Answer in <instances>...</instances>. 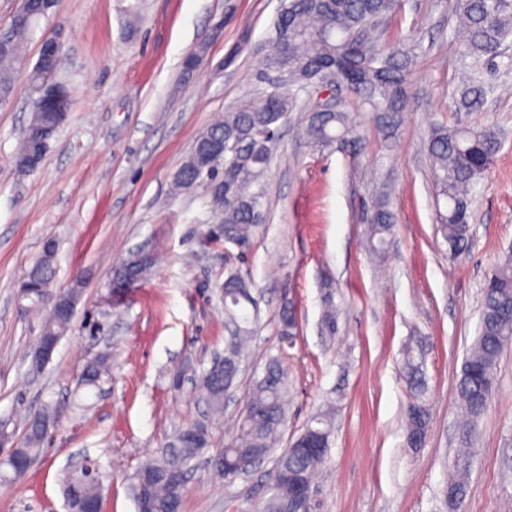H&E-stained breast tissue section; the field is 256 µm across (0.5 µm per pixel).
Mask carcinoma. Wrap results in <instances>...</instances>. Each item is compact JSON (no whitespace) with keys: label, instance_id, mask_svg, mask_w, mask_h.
<instances>
[{"label":"carcinoma","instance_id":"1","mask_svg":"<svg viewBox=\"0 0 512 512\" xmlns=\"http://www.w3.org/2000/svg\"><path fill=\"white\" fill-rule=\"evenodd\" d=\"M58 0H28L12 16L10 38L0 48V102L10 99L15 89V67L21 63L24 46L34 34L41 19L53 14ZM398 0H282L273 34L265 49V66L281 72L284 82L249 98L224 112L198 136L224 139V154L215 165L224 169V195H210L211 205L219 214L224 230L237 243L238 253L224 258V315L236 326L237 334L226 351L242 357L245 343L252 337L259 321V308L250 292V282L241 265L248 255L255 228L265 222L266 198L262 182L271 162V148L280 127L298 105L299 95L309 93L326 72L350 94L349 101L334 112L305 109L304 134L316 148L343 144L354 154L362 150L363 138L351 117L354 109L377 112L384 119L404 111L408 103L413 51L417 44L404 37L395 44L384 39V22L397 11ZM456 11L465 30L459 42L461 57L467 60L462 83L465 92L461 105L478 109L487 94L494 91L491 65L512 38V0H456ZM70 103L57 110L43 109L33 116L13 156L15 170L27 175L32 169L22 163L30 155L46 156L53 136L43 135L50 127L59 130L67 118ZM500 145L496 130L486 126L432 127L425 149L438 171L439 195L447 202V210L439 213V232L453 253L464 251L470 239V195L473 187L487 171ZM206 184L201 176L197 148L179 169L173 190L186 192ZM366 245L372 256L380 258L387 238L392 234L394 215L389 208L386 188L375 190L366 210ZM55 244L46 242L41 263H35L26 274L29 287L27 307L44 310L41 332L33 352L53 338L61 339L72 323L63 320L48 306L50 301L76 300L80 288L55 292ZM154 266L149 256L139 266L130 268L121 262L113 271L110 289L134 288ZM323 288L324 331L333 336L337 331L336 305L332 283ZM512 304V259L497 265L487 279L480 311V328L470 348L458 380L459 405L467 417L460 427L461 441L471 440L475 423L485 414L496 391L495 369L505 345L512 341V314L502 307ZM252 314L244 313L246 306ZM281 335L296 336L298 318L295 306L284 301L276 312ZM111 358L103 353L88 361L81 372L80 386L98 389L110 376ZM201 386L214 414L224 410V368L213 363L204 371ZM288 369L281 358L272 357L262 376L254 380L246 394L244 408L234 434L211 458L216 477L233 483L252 471L251 461L259 454H271L287 423ZM333 408L312 417L290 447L279 455L270 473L271 495L261 512H287L294 487L282 475L293 473L314 480L325 463L333 433ZM55 409L46 405L29 418L22 439L14 446L13 456L0 461V482L14 478V457L31 462L43 452L49 433L56 423ZM431 415L418 401L406 411V437L409 447H420L428 434ZM196 427L190 423L180 427L174 437V450L146 459L136 472L131 486L136 512H171L181 505L185 482L172 479L178 469H187L200 454L199 448H181L182 433ZM469 458L462 455L453 462V474L444 488L448 508H455L467 493ZM69 508L101 499L102 484L94 466L69 472L64 477Z\"/></svg>","mask_w":512,"mask_h":512}]
</instances>
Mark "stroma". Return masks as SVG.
Wrapping results in <instances>:
<instances>
[{"mask_svg":"<svg viewBox=\"0 0 512 512\" xmlns=\"http://www.w3.org/2000/svg\"><path fill=\"white\" fill-rule=\"evenodd\" d=\"M281 0H60L29 42L21 72L43 40L61 37L59 73L72 91L66 121L32 174L12 158L30 120L17 86L0 104V433L23 434L20 418L53 403L57 425L23 481L0 483V512H67L61 479L97 463L102 512H136L130 483L175 429L211 428L223 448L266 360L288 367L287 448L310 418L335 401L332 445L319 470L311 512H452L443 486L459 448L456 384L478 331L484 283L512 253V47L495 61L498 91L477 112H457L461 88L455 0H402L387 39L414 34L408 104L394 131L360 111L361 155L306 139L289 113L267 174L269 210L242 270L261 320L242 358L224 413L212 416L199 386L231 334L224 318V256L233 245L203 243L216 224L198 187L171 184L216 114L252 97ZM202 61L184 72L191 50ZM480 124L506 135L471 196V243L450 256L438 231L437 174L424 149L433 124ZM387 184L395 228L383 259L366 250L365 206ZM57 246L55 285L82 276L74 330L41 371L30 352L41 320L18 302V285L46 240ZM140 250L156 263L122 304L106 303L113 265ZM334 281L338 332L321 329L323 275ZM294 299L298 335L282 344L275 312ZM112 354L100 389L80 387L85 362ZM422 385H409L407 363ZM497 390L471 443L467 494L453 512H512V342L496 368ZM429 408L424 444L406 445L404 411ZM85 410H78L76 402ZM274 458L224 485L199 457L181 512H256L269 494Z\"/></svg>","mask_w":512,"mask_h":512,"instance_id":"35a3bbf8","label":"stroma"}]
</instances>
